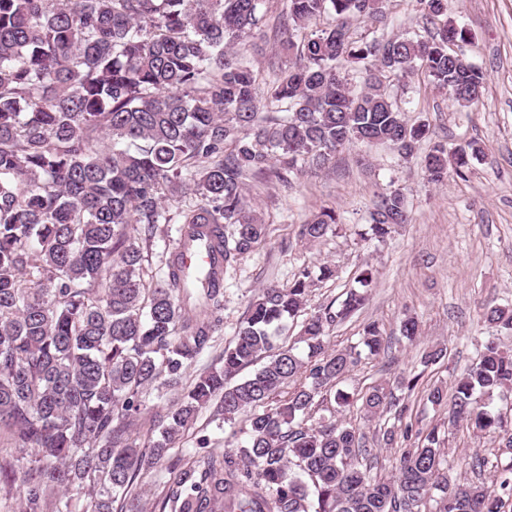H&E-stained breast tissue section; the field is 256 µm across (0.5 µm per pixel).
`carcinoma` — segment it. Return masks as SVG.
Segmentation results:
<instances>
[{
  "label": "carcinoma",
  "instance_id": "1",
  "mask_svg": "<svg viewBox=\"0 0 512 512\" xmlns=\"http://www.w3.org/2000/svg\"><path fill=\"white\" fill-rule=\"evenodd\" d=\"M265 2L0 0V427L12 435L0 480H20L21 512H138L152 473L164 474L158 512H503L497 491L512 496L508 478L497 490L450 481L454 450L441 430L402 423L401 396L422 375L338 387L388 349L377 321L357 344L331 345L367 301L368 270L341 302L310 313L311 287L335 268L306 266L287 286L262 288L218 362L155 411L156 436L132 437L145 395H163L216 347L224 276L265 238L246 182L289 184L355 143L413 156L429 128L388 92L412 73L464 108L485 89L446 0H410L434 24L428 39L357 31L385 0H288L285 62L269 81L239 52L266 24ZM348 63L360 65L362 88L349 85ZM484 158L476 141L451 152L435 142L422 167L438 184L450 171L466 179ZM408 220L405 193L388 190L364 235L383 242ZM338 223L323 206L298 236L315 242ZM161 224L177 225V238L154 274L144 251ZM198 246L211 262L186 266L183 250ZM484 318L512 328L511 307ZM297 319L295 340L282 339ZM509 391L512 351L491 339L452 389L434 384L426 401L512 454V427L489 408ZM216 397L231 428L224 450L206 436L180 447ZM356 403L369 420L401 423L377 440L405 443L386 476L371 475L377 454L360 428L335 418ZM83 488L84 507L67 497Z\"/></svg>",
  "mask_w": 512,
  "mask_h": 512
}]
</instances>
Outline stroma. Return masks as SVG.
Wrapping results in <instances>:
<instances>
[{"label":"stroma","instance_id":"35a3bbf8","mask_svg":"<svg viewBox=\"0 0 512 512\" xmlns=\"http://www.w3.org/2000/svg\"><path fill=\"white\" fill-rule=\"evenodd\" d=\"M448 17L471 34L463 51L486 74L484 96L471 111L460 107L444 90L417 87L406 80L396 91L410 102V121H424L432 140L448 148L479 142L487 152L468 179L449 176L438 185L426 181L420 143L404 160L383 147L360 144L337 155L322 171L284 187L270 180L248 185L247 194L272 219L265 243L246 256L224 281L226 288L223 341H230L258 289L286 284L304 266L334 264L335 279L315 283L309 308L343 300L354 277L372 268L376 285L364 308L334 330L332 344L358 342L365 323L375 320L391 337L387 355L365 360L343 382L352 391L374 382L423 373L425 382L452 383L474 361L480 345L496 336L512 347V332L485 322L488 306L512 307V0H447ZM388 20L373 24L379 35L412 32L429 37L431 27L408 0H387ZM399 188L409 203L410 221L399 226L387 243L361 238L367 211L377 193ZM334 205L342 217L336 233L308 244L297 227L320 205ZM414 316L420 339L411 344L398 335L400 321ZM443 346L447 355L425 368V349ZM455 454L448 472L474 479L472 455L489 461L483 476L493 479L491 466L498 443L475 437L465 423L449 430Z\"/></svg>","mask_w":512,"mask_h":512}]
</instances>
